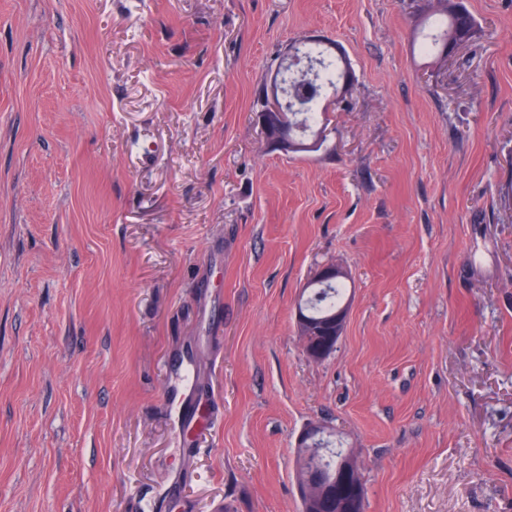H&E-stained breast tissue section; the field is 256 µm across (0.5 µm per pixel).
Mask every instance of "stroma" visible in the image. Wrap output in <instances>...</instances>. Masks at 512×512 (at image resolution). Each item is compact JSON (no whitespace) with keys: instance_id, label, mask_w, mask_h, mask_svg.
Here are the masks:
<instances>
[{"instance_id":"obj_1","label":"stroma","mask_w":512,"mask_h":512,"mask_svg":"<svg viewBox=\"0 0 512 512\" xmlns=\"http://www.w3.org/2000/svg\"><path fill=\"white\" fill-rule=\"evenodd\" d=\"M465 4L441 59L419 0H0V512H300L318 422L365 512H512V0ZM306 37L354 90L292 156L253 103ZM344 274L345 272L335 264L320 267L313 276L314 282H330L312 286L310 295L301 302L307 305V313L315 323L327 321L343 305L333 316V320L329 322L335 328V334L332 329L331 336H324L321 340L313 342L310 341L312 336H302L304 350L308 358L313 361H321L335 352L337 343L343 335L349 311V305L345 304L346 276L337 278L335 281L332 280ZM295 319L298 328L316 331L314 322L306 316L299 304L296 307ZM179 396L185 405L178 427L179 433H193L197 428L203 426L207 420L206 413L200 406L202 401L198 397L194 399L191 388L184 389ZM334 434L335 432L329 427L319 423L310 424L301 434L298 442L295 468L296 481L300 486H308L307 480L312 477L311 460L308 458L307 448H309V451L319 450L320 448L316 447H318L322 440Z\"/></svg>"}]
</instances>
